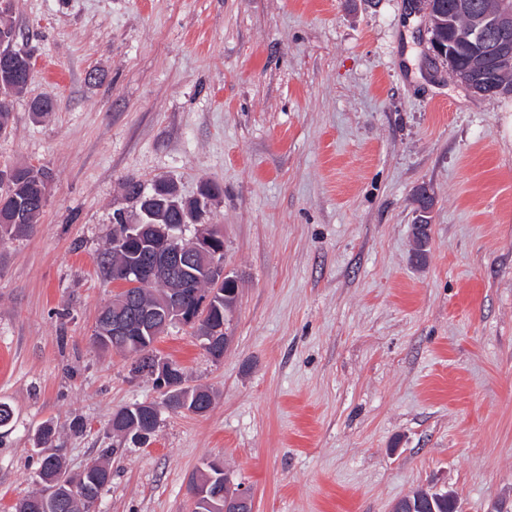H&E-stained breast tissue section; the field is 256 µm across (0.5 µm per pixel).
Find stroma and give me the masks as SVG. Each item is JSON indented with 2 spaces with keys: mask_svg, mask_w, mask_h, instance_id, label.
Instances as JSON below:
<instances>
[{
  "mask_svg": "<svg viewBox=\"0 0 512 512\" xmlns=\"http://www.w3.org/2000/svg\"><path fill=\"white\" fill-rule=\"evenodd\" d=\"M0 20L34 66L0 168L49 174L36 232L0 244V512L39 491L48 420L67 471H111L93 512H193L211 461L254 512H393L433 486L512 512V96L431 63L405 0H11ZM131 178L219 186L206 221L239 281L222 359L188 327L155 344L210 411H162L140 448L112 415L162 394L92 341Z\"/></svg>",
  "mask_w": 512,
  "mask_h": 512,
  "instance_id": "stroma-1",
  "label": "stroma"
}]
</instances>
